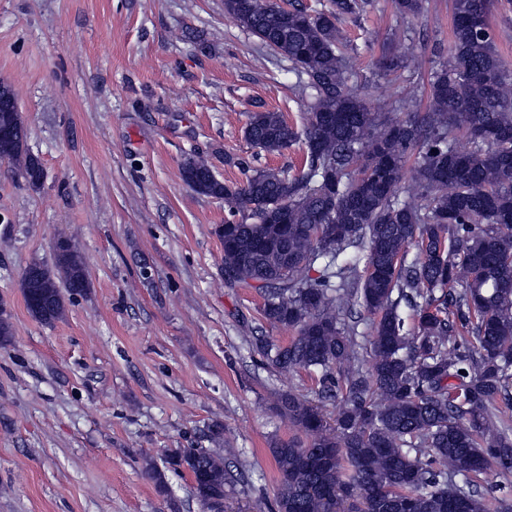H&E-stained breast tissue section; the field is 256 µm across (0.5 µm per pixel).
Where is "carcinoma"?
I'll use <instances>...</instances> for the list:
<instances>
[{"label":"carcinoma","mask_w":512,"mask_h":512,"mask_svg":"<svg viewBox=\"0 0 512 512\" xmlns=\"http://www.w3.org/2000/svg\"><path fill=\"white\" fill-rule=\"evenodd\" d=\"M492 5L453 0L452 45L430 72L425 108L412 96L379 112L348 85L338 26L372 0H329L315 14L273 0H224L225 12L305 75L312 91L303 128L270 110L250 113L245 127L267 153L302 145L297 173L256 170L226 184L199 154L182 163L192 191L243 213L215 229L225 282L258 289L263 322L294 332L280 344L255 336V351L277 372L320 373L316 399H275L302 433L270 448L275 512H336L348 498L357 512H491L475 478L512 473V416L500 408L512 403V69L493 42ZM394 7L416 18L423 0ZM424 65L395 38L379 69L386 76ZM0 127L9 129L0 161L40 190L44 166L3 81ZM460 135L466 151L456 146ZM411 158V183L399 194ZM57 237L69 242L65 251L19 280L29 313L46 325L63 316L67 296L90 288L74 237ZM338 301L359 302L372 316L363 339L338 325ZM403 306L413 313L412 332ZM11 336L1 303L0 348ZM326 401L335 403L331 418ZM164 464L193 474L205 510L232 484L224 459L201 448H179Z\"/></svg>","instance_id":"obj_1"}]
</instances>
